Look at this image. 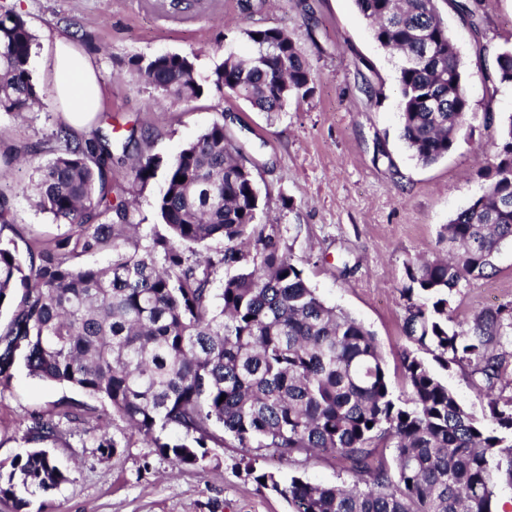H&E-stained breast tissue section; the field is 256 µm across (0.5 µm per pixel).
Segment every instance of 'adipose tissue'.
<instances>
[{
  "label": "adipose tissue",
  "mask_w": 512,
  "mask_h": 512,
  "mask_svg": "<svg viewBox=\"0 0 512 512\" xmlns=\"http://www.w3.org/2000/svg\"><path fill=\"white\" fill-rule=\"evenodd\" d=\"M45 42L55 98L65 119L73 129H90L102 97L94 63L64 30L47 31Z\"/></svg>",
  "instance_id": "1"
}]
</instances>
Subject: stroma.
<instances>
[{
	"instance_id": "35a3bbf8",
	"label": "stroma",
	"mask_w": 512,
	"mask_h": 512,
	"mask_svg": "<svg viewBox=\"0 0 512 512\" xmlns=\"http://www.w3.org/2000/svg\"><path fill=\"white\" fill-rule=\"evenodd\" d=\"M161 2L0 0V7L21 14L35 35L72 26L87 36L82 49L96 63L104 92L95 118L120 134L134 125L147 129L143 153L170 159L213 122L225 120L259 187L260 223L277 225L283 251L327 305L374 335L392 391L401 393V358L412 347L404 334L405 269L417 259L447 254L445 226L483 193L487 182L480 172L493 161L496 120L512 114V86L491 94L485 85L497 54L512 47V0H482L474 23L442 0L441 18L471 75L473 115L448 156L427 167L399 137V57L374 40L353 0H268L251 11L244 10V0H202L201 8L176 14ZM255 27L287 31L315 70L312 94L280 114L211 92L191 102L163 99L129 73L132 57L195 50L197 74L206 76L228 53L247 56L243 32ZM489 112L491 125L485 121ZM62 117L54 101L22 120L0 112V149H41ZM48 158L41 149L36 164ZM35 178L34 166L23 165L0 182L11 208L10 223L0 224V241L22 255L33 241L52 243L72 231L22 194ZM495 266L491 277L454 291V321H469L490 306H512L511 247L500 251ZM440 376L467 409L487 415L470 368L455 365ZM84 398L16 363L9 387H0V460L31 449L25 417ZM97 434L118 442L114 455L101 454ZM43 447L70 480L31 495L27 512H291L286 499L246 474L240 460L247 451L229 436L204 461L180 469L119 419L93 417L63 427ZM257 466L324 485L351 478L345 462L331 455L289 466L263 450Z\"/></svg>"
}]
</instances>
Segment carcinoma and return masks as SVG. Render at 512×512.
Returning a JSON list of instances; mask_svg holds the SVG:
<instances>
[{"instance_id": "carcinoma-1", "label": "carcinoma", "mask_w": 512, "mask_h": 512, "mask_svg": "<svg viewBox=\"0 0 512 512\" xmlns=\"http://www.w3.org/2000/svg\"><path fill=\"white\" fill-rule=\"evenodd\" d=\"M374 39L400 54L401 137L431 165L448 155L472 112L470 74L462 67L437 0H354ZM250 54L229 53L205 79L185 53L137 56L131 73L162 98L192 101L212 91L243 98L261 112H281L312 92L313 69L276 27L244 31ZM35 35L28 22L0 12V112L24 117L46 108L34 81ZM495 82L512 84V49L497 57ZM52 157L36 167V208L75 226L28 260L0 245V307L20 299L0 332V386L15 363L30 375L69 385L111 409L175 466L204 460L224 446L223 428L242 448H263L290 464L314 452L348 463L350 485L300 477L283 484L245 461L256 482L288 499L293 512H493L496 476L512 478V396L495 395L512 335V308L499 306L461 324L450 298L464 282L488 276L512 246V116L501 123L486 191L447 224L448 256L406 267L405 333L447 370L466 364L478 376L493 426L469 411L438 373L412 351L403 355L406 395H393L373 334L330 307L291 263L275 228L258 223L261 207L241 148L216 121L172 159L136 153L138 137L93 132L79 137L65 122L51 133ZM166 172L156 208L168 234L126 250L135 190ZM123 179L113 178L114 169ZM183 177L184 182L177 181ZM112 242V263L75 259ZM224 243L192 260L195 247ZM224 279L213 306V269ZM95 409L69 401L33 415L26 434L55 437L63 423ZM393 449V469L376 458ZM69 481L43 448L0 462V501L24 512L22 490Z\"/></svg>"}]
</instances>
